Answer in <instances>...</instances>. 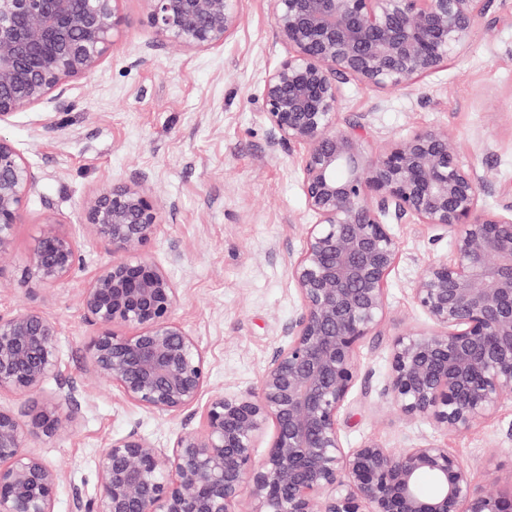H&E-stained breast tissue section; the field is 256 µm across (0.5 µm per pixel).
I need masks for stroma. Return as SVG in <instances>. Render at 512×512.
<instances>
[{"label":"stroma","mask_w":512,"mask_h":512,"mask_svg":"<svg viewBox=\"0 0 512 512\" xmlns=\"http://www.w3.org/2000/svg\"><path fill=\"white\" fill-rule=\"evenodd\" d=\"M129 24L112 55L91 77L72 83L61 110L36 106L0 126L39 173L38 190L0 261V312L38 310L59 323L61 372L34 393L0 396V405L33 407L73 383L83 414L75 427L31 444L61 476L56 512H71L75 493L94 494L95 460L116 436L138 427L159 445L173 442L183 418L122 400L92 372L81 348L92 333L78 305L85 280L108 258L83 224L81 203L114 181L146 175L152 194L171 207L147 251L173 277L176 319L199 341L208 392L259 383L286 326L300 308L291 263L311 223L299 174V149L273 147L262 119L264 80L285 56L273 24V0H242L237 27L223 46L204 52L148 50L155 38L142 0H123ZM344 119H364V158L384 143L426 128L456 138L457 155L490 187L487 203H512V0H492L452 61L420 81L384 93L351 83ZM79 242L81 264L63 283H20L45 218ZM399 260L386 287L377 335L356 353L359 378L338 417L345 447L373 441L399 450L431 442L468 463L475 488L512 487V405L481 426L456 433L401 416L382 387L391 342L427 320L410 288L430 261L449 257L451 241L422 224L392 227Z\"/></svg>","instance_id":"stroma-1"}]
</instances>
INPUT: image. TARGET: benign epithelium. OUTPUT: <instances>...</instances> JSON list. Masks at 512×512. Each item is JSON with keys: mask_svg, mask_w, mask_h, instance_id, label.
I'll use <instances>...</instances> for the list:
<instances>
[{"mask_svg": "<svg viewBox=\"0 0 512 512\" xmlns=\"http://www.w3.org/2000/svg\"><path fill=\"white\" fill-rule=\"evenodd\" d=\"M123 0H0V124L39 105L61 106L71 82L93 75L125 26ZM152 48L209 50L239 21L241 0H142ZM490 0H274L287 54L264 83L275 147L299 148L312 222L291 264L300 310L255 389H226L199 426L161 448L133 427L96 460L97 490L75 512H512V489L477 490L469 466L424 443L400 452L343 444L338 416L359 378L355 356L386 314L399 258L391 225L426 224L452 255L428 263L411 288L430 323L393 340L383 394L404 416L466 432L512 404V204L457 156L445 129L387 142L365 161V124L341 117L343 85L400 89L457 57ZM39 176L0 136V260ZM166 206L140 175L82 204L108 259L79 305L95 333L92 370L121 397L171 417L199 404L209 379L199 342L175 319L179 289L146 252ZM80 263L77 241L45 221L22 278L54 286ZM59 326L41 311L0 313V394L23 396L58 374ZM74 387L19 414L0 406V512H55L60 476L30 451L34 437L72 425ZM273 437L254 459L268 426ZM434 478L425 496L419 476Z\"/></svg>", "mask_w": 512, "mask_h": 512, "instance_id": "benign-epithelium-1", "label": "benign epithelium"}]
</instances>
